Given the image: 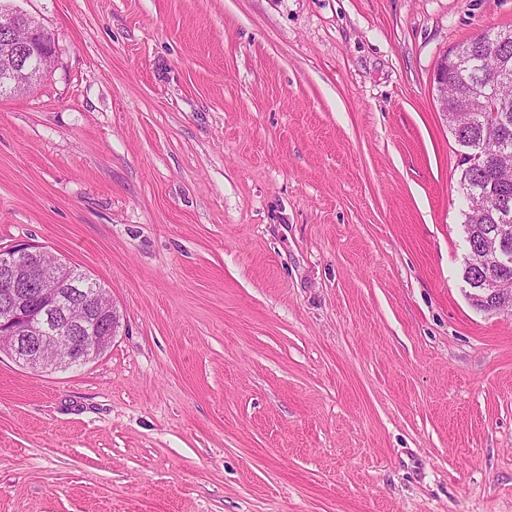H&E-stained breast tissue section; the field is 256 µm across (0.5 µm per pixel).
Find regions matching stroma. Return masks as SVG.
<instances>
[{"label": "stroma", "mask_w": 512, "mask_h": 512, "mask_svg": "<svg viewBox=\"0 0 512 512\" xmlns=\"http://www.w3.org/2000/svg\"><path fill=\"white\" fill-rule=\"evenodd\" d=\"M0 247L106 288L111 347L0 353V512H512V312L462 278L439 60L512 0H9ZM13 32H22L24 35L22 44H9L11 54L6 60L0 56L3 65L4 81L13 88H18L27 81L31 73L36 70L30 79L32 80L40 74L38 71L45 70L49 64L54 61L55 51L52 41L43 40L39 36L46 32L40 25L32 23L30 17L24 13H19L13 9L0 10V33L5 36V41H10ZM13 47H16L18 53L26 56L24 65L20 69L12 62ZM29 83V84H30Z\"/></svg>", "instance_id": "35a3bbf8"}]
</instances>
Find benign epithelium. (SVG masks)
Here are the masks:
<instances>
[{"mask_svg":"<svg viewBox=\"0 0 512 512\" xmlns=\"http://www.w3.org/2000/svg\"><path fill=\"white\" fill-rule=\"evenodd\" d=\"M14 32L24 35L23 43L9 47L26 55L17 67L12 58L0 57L4 81L17 88L33 71H42L54 61V43L43 40L44 29L30 17L13 9L0 10V33L10 40ZM463 65L460 50L453 49L438 62L434 90L440 110L448 113V70ZM503 69L490 70L486 82L473 84L465 72L459 77L467 86V97L475 111L486 110ZM42 246L0 248V353H8L24 367L56 370L90 363L112 345L121 327V314L114 304L102 302L108 292L93 281L75 282L78 272L58 257L45 262ZM512 263V229L495 240L493 252L485 259L486 275L469 295L485 301L490 311L512 309V289L501 287L494 272Z\"/></svg>","mask_w":512,"mask_h":512,"instance_id":"7a95c632","label":"benign epithelium"}]
</instances>
